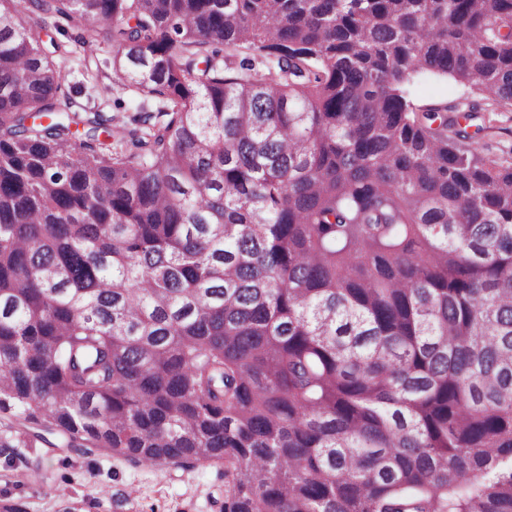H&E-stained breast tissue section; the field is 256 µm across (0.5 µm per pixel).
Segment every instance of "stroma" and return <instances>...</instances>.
Segmentation results:
<instances>
[{"instance_id": "obj_1", "label": "stroma", "mask_w": 512, "mask_h": 512, "mask_svg": "<svg viewBox=\"0 0 512 512\" xmlns=\"http://www.w3.org/2000/svg\"><path fill=\"white\" fill-rule=\"evenodd\" d=\"M54 39L65 45L61 58V89L82 86L80 103L98 106L115 123H127L138 112L141 100L135 90L124 89L110 80L112 48L103 44L86 51L76 38L77 21L60 18ZM103 71L102 79H88L92 68ZM411 104L444 102L451 105L449 130H457L460 114L479 111L481 127L463 146L485 162L512 166V111L490 97L452 77L420 74L407 85ZM39 482H31V475ZM16 504L20 512H220L224 501V468L196 463L140 465L94 449L0 448V503Z\"/></svg>"}]
</instances>
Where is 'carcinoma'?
Segmentation results:
<instances>
[{
  "instance_id": "1",
  "label": "carcinoma",
  "mask_w": 512,
  "mask_h": 512,
  "mask_svg": "<svg viewBox=\"0 0 512 512\" xmlns=\"http://www.w3.org/2000/svg\"><path fill=\"white\" fill-rule=\"evenodd\" d=\"M160 100L58 98L47 19ZM512 0H0V412L224 512H512ZM407 97L414 106L430 103H447L459 112H448V135L466 123L460 112L475 106L479 118L470 124H479L482 130L473 140L462 141L464 148L472 150L485 162L512 166V111L502 107L487 95L480 94L452 77L420 74L408 83Z\"/></svg>"
}]
</instances>
